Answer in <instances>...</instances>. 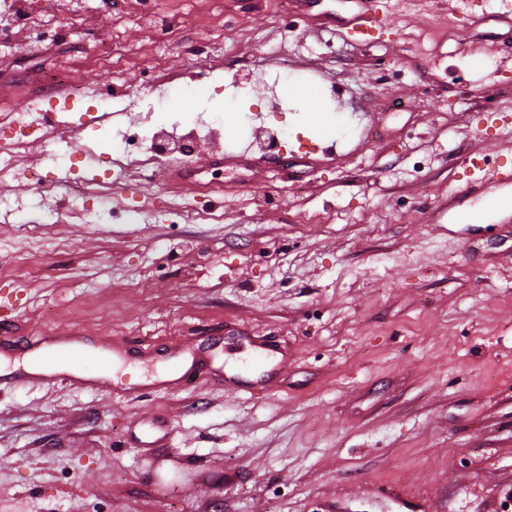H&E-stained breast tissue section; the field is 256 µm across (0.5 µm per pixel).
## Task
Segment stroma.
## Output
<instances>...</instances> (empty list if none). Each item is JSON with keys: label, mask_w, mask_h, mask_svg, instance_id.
Returning a JSON list of instances; mask_svg holds the SVG:
<instances>
[{"label": "stroma", "mask_w": 512, "mask_h": 512, "mask_svg": "<svg viewBox=\"0 0 512 512\" xmlns=\"http://www.w3.org/2000/svg\"><path fill=\"white\" fill-rule=\"evenodd\" d=\"M386 2L391 30L360 43L342 35L356 0H156L150 35L132 23L143 0L108 29L99 0H32L72 42L23 23L0 36L7 59L120 89L79 141L90 152L118 151L115 129L146 122L155 97L189 109L173 84L145 91L154 63L307 148L282 159L228 121L221 183L174 147L128 167L105 192L112 220L90 224L56 180L66 143L17 147L49 172L0 177L18 333L140 340L144 386L118 359L109 395L0 389V512H512V222L448 208L466 151L512 154V126L487 122L512 113V19L483 0ZM113 39L132 53L109 74L85 55ZM7 59L1 101L24 96ZM171 199L213 216L157 223ZM254 337L273 365L248 369ZM195 352L213 374L176 384Z\"/></svg>", "instance_id": "stroma-1"}]
</instances>
